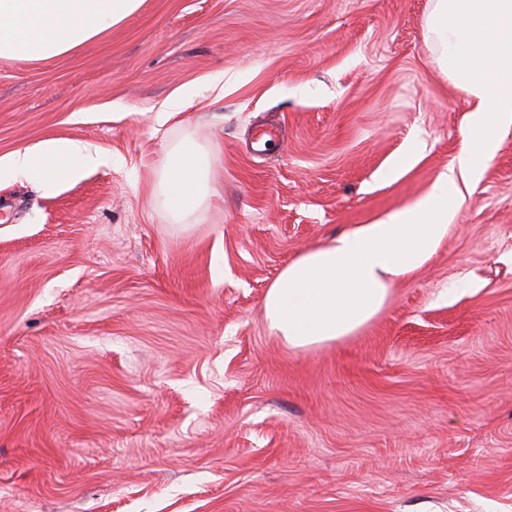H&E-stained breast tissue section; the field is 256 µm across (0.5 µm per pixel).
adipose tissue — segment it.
<instances>
[{
  "instance_id": "adipose-tissue-1",
  "label": "adipose tissue",
  "mask_w": 512,
  "mask_h": 512,
  "mask_svg": "<svg viewBox=\"0 0 512 512\" xmlns=\"http://www.w3.org/2000/svg\"><path fill=\"white\" fill-rule=\"evenodd\" d=\"M144 0H0V57L36 60L76 49L137 12ZM428 32L439 66L471 109L461 148L431 189L384 217L358 224L288 264L262 302L270 331L290 348L341 341L385 305L394 282L426 264L512 129V0H433ZM101 155L71 140L39 153H13L0 171L50 189L101 165ZM213 162L198 146L168 154L159 185L177 218L196 212L210 190Z\"/></svg>"
}]
</instances>
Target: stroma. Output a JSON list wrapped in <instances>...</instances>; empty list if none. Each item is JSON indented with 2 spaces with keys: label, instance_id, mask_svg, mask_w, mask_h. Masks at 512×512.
I'll return each mask as SVG.
<instances>
[{
  "label": "stroma",
  "instance_id": "1",
  "mask_svg": "<svg viewBox=\"0 0 512 512\" xmlns=\"http://www.w3.org/2000/svg\"><path fill=\"white\" fill-rule=\"evenodd\" d=\"M431 8L146 0L72 51L0 58V160L104 158L49 191L0 180V512H512V131L353 336L291 349L262 312L289 263L456 158L469 104ZM186 140L213 193L176 220L157 177Z\"/></svg>",
  "mask_w": 512,
  "mask_h": 512
}]
</instances>
